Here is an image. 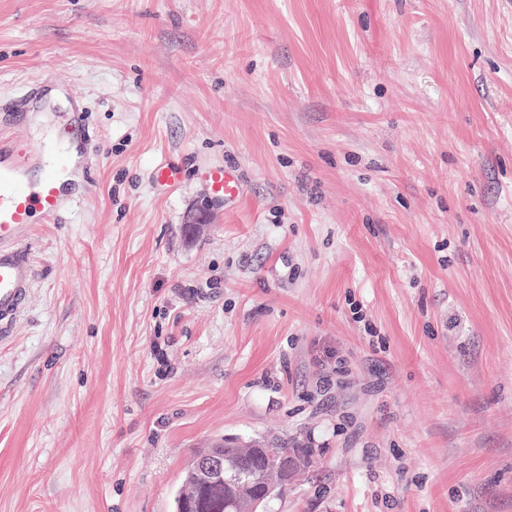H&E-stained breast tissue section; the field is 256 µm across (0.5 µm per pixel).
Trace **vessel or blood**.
Returning a JSON list of instances; mask_svg holds the SVG:
<instances>
[{
  "label": "vessel or blood",
  "mask_w": 512,
  "mask_h": 512,
  "mask_svg": "<svg viewBox=\"0 0 512 512\" xmlns=\"http://www.w3.org/2000/svg\"><path fill=\"white\" fill-rule=\"evenodd\" d=\"M56 136L65 147L49 157L22 140L0 137V340L12 335L35 282L34 263L20 241L22 228L57 223L66 207L76 203L64 195V186L71 177L85 175L87 161L97 156V141L78 117L59 126ZM197 174L213 200L227 206L241 201L243 184L236 168L215 165ZM182 177L179 167L165 163L154 169L151 181L163 191Z\"/></svg>",
  "instance_id": "1"
}]
</instances>
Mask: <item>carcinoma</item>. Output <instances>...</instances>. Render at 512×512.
Here are the masks:
<instances>
[{
	"instance_id": "obj_1",
	"label": "carcinoma",
	"mask_w": 512,
	"mask_h": 512,
	"mask_svg": "<svg viewBox=\"0 0 512 512\" xmlns=\"http://www.w3.org/2000/svg\"><path fill=\"white\" fill-rule=\"evenodd\" d=\"M211 451L224 459V481L182 489L176 498V512H245L253 504L261 507L288 487V475L310 462L308 450L290 448L278 440L246 453L227 443Z\"/></svg>"
}]
</instances>
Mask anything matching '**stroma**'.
<instances>
[{
	"mask_svg": "<svg viewBox=\"0 0 512 512\" xmlns=\"http://www.w3.org/2000/svg\"><path fill=\"white\" fill-rule=\"evenodd\" d=\"M35 83L8 134L100 157L24 231L0 512H173L226 437L312 451L262 512H512V0H0ZM182 177V170L179 167L165 163L154 169L151 181L156 190L163 191L178 185ZM197 175L207 185L210 197L226 206L238 204L243 197V184L238 170L215 165L197 169Z\"/></svg>",
	"mask_w": 512,
	"mask_h": 512,
	"instance_id": "stroma-1",
	"label": "stroma"
}]
</instances>
